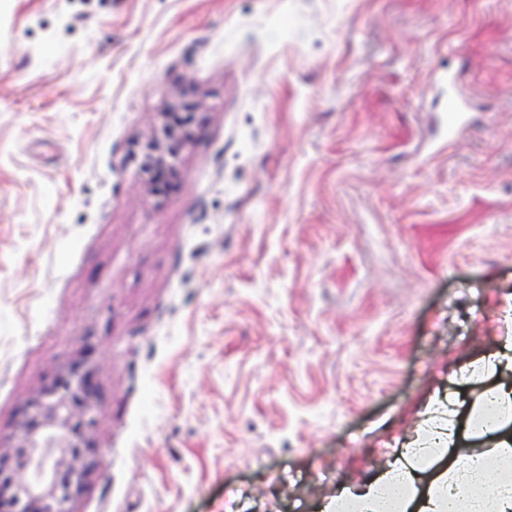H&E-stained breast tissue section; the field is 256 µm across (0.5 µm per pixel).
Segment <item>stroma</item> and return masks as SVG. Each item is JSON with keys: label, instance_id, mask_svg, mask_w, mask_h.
I'll return each instance as SVG.
<instances>
[{"label": "stroma", "instance_id": "obj_1", "mask_svg": "<svg viewBox=\"0 0 512 512\" xmlns=\"http://www.w3.org/2000/svg\"><path fill=\"white\" fill-rule=\"evenodd\" d=\"M509 333L512 0H0V436L89 369L73 512H323ZM178 125L179 119L168 113L160 134L148 140L142 164L144 173L151 169H175L176 161L184 148V141L177 132Z\"/></svg>", "mask_w": 512, "mask_h": 512}]
</instances>
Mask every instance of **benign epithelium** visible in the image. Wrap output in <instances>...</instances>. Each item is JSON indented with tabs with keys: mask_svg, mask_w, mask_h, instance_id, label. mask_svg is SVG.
I'll return each mask as SVG.
<instances>
[{
	"mask_svg": "<svg viewBox=\"0 0 512 512\" xmlns=\"http://www.w3.org/2000/svg\"><path fill=\"white\" fill-rule=\"evenodd\" d=\"M179 119L167 115L161 132L146 144L142 171L176 166L184 148L177 132ZM94 388L88 372L69 373L64 385L47 391L35 401L11 439V447L27 449L15 482L36 506L53 502L54 512H70L68 503L78 494L90 471V462L72 448L84 436L93 408Z\"/></svg>",
	"mask_w": 512,
	"mask_h": 512,
	"instance_id": "obj_1",
	"label": "benign epithelium"
}]
</instances>
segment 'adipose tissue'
<instances>
[{
  "label": "adipose tissue",
  "instance_id": "obj_1",
  "mask_svg": "<svg viewBox=\"0 0 512 512\" xmlns=\"http://www.w3.org/2000/svg\"><path fill=\"white\" fill-rule=\"evenodd\" d=\"M427 411L432 428L369 480L337 487L327 512H512V384H494L486 399L465 408L437 397ZM461 418L475 437L490 439V451L459 455ZM430 469L434 477L421 484Z\"/></svg>",
  "mask_w": 512,
  "mask_h": 512
}]
</instances>
